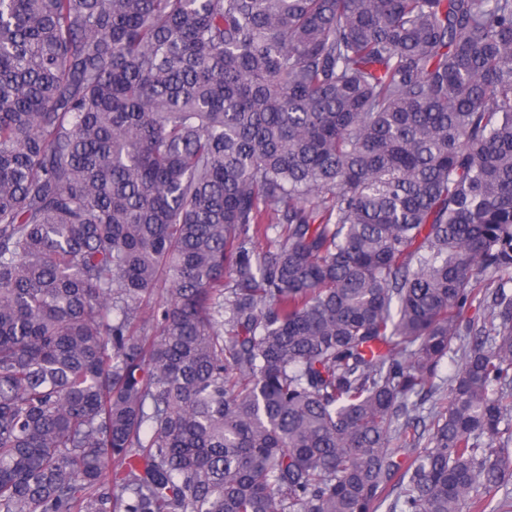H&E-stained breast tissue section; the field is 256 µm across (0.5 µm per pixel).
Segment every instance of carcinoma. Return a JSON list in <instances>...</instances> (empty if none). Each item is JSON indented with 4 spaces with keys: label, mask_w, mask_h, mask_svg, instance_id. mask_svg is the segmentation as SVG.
I'll use <instances>...</instances> for the list:
<instances>
[{
    "label": "carcinoma",
    "mask_w": 512,
    "mask_h": 512,
    "mask_svg": "<svg viewBox=\"0 0 512 512\" xmlns=\"http://www.w3.org/2000/svg\"><path fill=\"white\" fill-rule=\"evenodd\" d=\"M386 502L512 512V0H0V512Z\"/></svg>",
    "instance_id": "carcinoma-1"
}]
</instances>
